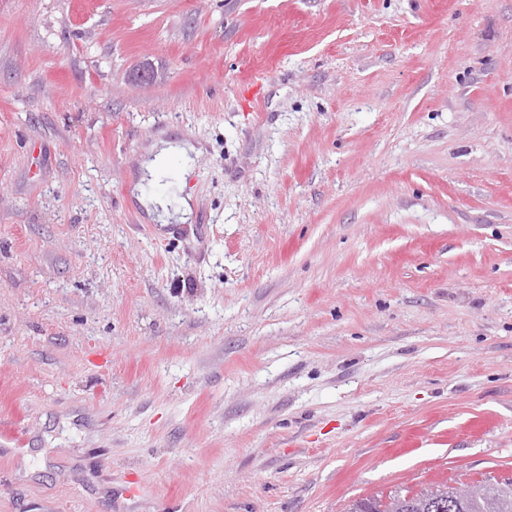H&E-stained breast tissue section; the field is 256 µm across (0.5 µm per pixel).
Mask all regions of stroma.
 Segmentation results:
<instances>
[{"mask_svg": "<svg viewBox=\"0 0 512 512\" xmlns=\"http://www.w3.org/2000/svg\"><path fill=\"white\" fill-rule=\"evenodd\" d=\"M0 432V512L512 472V0H0ZM197 149L186 139H159L148 149V154L142 164L140 180L153 177L161 171V167L171 158H178L184 168H188L192 159L191 154ZM190 199V197L183 199L180 205L173 211L169 210V206L163 200L151 201L150 204L153 206V209H148L155 214L157 221L161 224H170L171 221L185 223L192 214Z\"/></svg>", "mask_w": 512, "mask_h": 512, "instance_id": "obj_1", "label": "stroma"}]
</instances>
